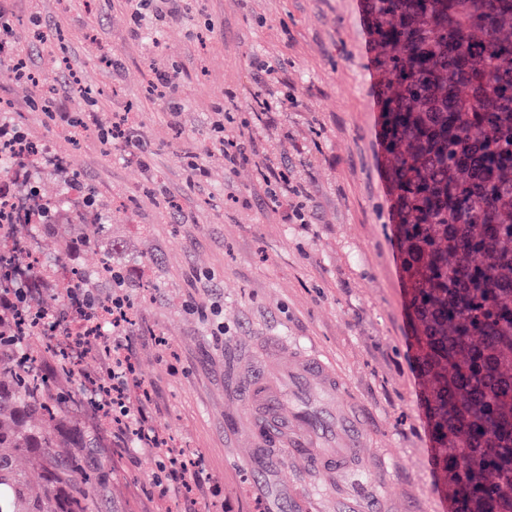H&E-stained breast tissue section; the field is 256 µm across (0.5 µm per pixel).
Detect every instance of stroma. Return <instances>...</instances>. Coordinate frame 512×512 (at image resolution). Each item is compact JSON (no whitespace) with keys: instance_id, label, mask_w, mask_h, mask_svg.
Here are the masks:
<instances>
[{"instance_id":"stroma-1","label":"stroma","mask_w":512,"mask_h":512,"mask_svg":"<svg viewBox=\"0 0 512 512\" xmlns=\"http://www.w3.org/2000/svg\"><path fill=\"white\" fill-rule=\"evenodd\" d=\"M364 4L180 0L172 15L163 0H11L34 80L17 83L0 60V125L63 158L107 212L75 264L123 268L136 352L127 403L198 463L191 490L162 492L160 450L104 432L85 378L107 371L88 354L52 378L51 392L74 401L44 429L103 433L95 466L109 480L93 491L95 512H447L390 228ZM259 61L281 69L271 126L254 115ZM157 69L174 78L168 95L149 90ZM61 105L95 119L78 144L50 118ZM126 112L145 153L100 139ZM225 134L283 158L307 194L306 223H287L260 158L225 160ZM76 232L32 224L19 238L53 267L65 261L58 240ZM300 356L340 378L338 407L363 433L356 468L288 461L260 443L253 408L234 395L251 366L274 376Z\"/></svg>"}]
</instances>
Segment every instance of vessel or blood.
I'll list each match as a JSON object with an SVG mask.
<instances>
[{
	"label": "vessel or blood",
	"instance_id": "vessel-or-blood-1",
	"mask_svg": "<svg viewBox=\"0 0 512 512\" xmlns=\"http://www.w3.org/2000/svg\"><path fill=\"white\" fill-rule=\"evenodd\" d=\"M286 389L318 398L327 407L335 405L341 396L332 371L324 363L309 358L298 359L276 382L264 371H252L242 393L257 406L260 431L286 446L291 455L307 457L310 465L322 471L349 460L360 444L357 420L341 415L324 425L303 404L289 415H282V392Z\"/></svg>",
	"mask_w": 512,
	"mask_h": 512
}]
</instances>
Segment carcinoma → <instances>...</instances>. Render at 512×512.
I'll list each match as a JSON object with an SVG mask.
<instances>
[{
  "label": "carcinoma",
  "instance_id": "carcinoma-1",
  "mask_svg": "<svg viewBox=\"0 0 512 512\" xmlns=\"http://www.w3.org/2000/svg\"><path fill=\"white\" fill-rule=\"evenodd\" d=\"M378 138L399 244L434 464L452 512H512V0H366ZM70 213L48 199L24 220ZM81 288L113 280L66 265ZM0 316V512H92L99 478L32 425L53 396L38 358ZM42 462L33 497L14 453Z\"/></svg>",
  "mask_w": 512,
  "mask_h": 512
}]
</instances>
